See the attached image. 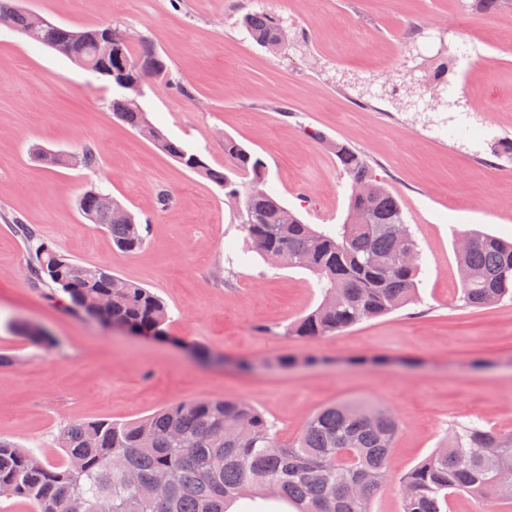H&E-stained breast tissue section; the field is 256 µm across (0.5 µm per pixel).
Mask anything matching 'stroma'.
Wrapping results in <instances>:
<instances>
[{"instance_id":"obj_1","label":"stroma","mask_w":512,"mask_h":512,"mask_svg":"<svg viewBox=\"0 0 512 512\" xmlns=\"http://www.w3.org/2000/svg\"><path fill=\"white\" fill-rule=\"evenodd\" d=\"M22 9L74 29L112 23L148 40L170 66L139 104L166 136L229 166L232 138L266 164L267 191L320 228L343 223L351 182L329 142L360 153L402 202L420 251L418 300L343 332L303 342L285 326L321 300L316 278L275 268L248 243L237 206L112 114L111 83L0 28V437L49 460L72 417L130 422L191 399L241 398L291 442L320 408L369 401L403 430L390 468L425 459L457 421L512 432V302L457 305L456 246L475 229L512 238V10L473 0H19ZM253 11L275 17L288 39L255 43L241 26ZM481 54L464 61L466 49ZM447 65L452 112L403 107L432 97ZM421 80L417 88L407 73ZM92 147L93 169H49L32 154ZM109 192L147 226L139 251L117 250L78 208L91 188ZM173 202L159 208L157 194ZM71 258L108 266L167 303L170 341L130 336L66 311L24 276L14 221ZM28 322L52 344L20 334ZM252 362L249 373L198 361ZM299 357L288 369L279 356Z\"/></svg>"}]
</instances>
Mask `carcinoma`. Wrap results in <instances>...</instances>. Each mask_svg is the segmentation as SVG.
I'll return each mask as SVG.
<instances>
[{"instance_id":"1","label":"carcinoma","mask_w":512,"mask_h":512,"mask_svg":"<svg viewBox=\"0 0 512 512\" xmlns=\"http://www.w3.org/2000/svg\"><path fill=\"white\" fill-rule=\"evenodd\" d=\"M0 13L10 14L14 29L27 36V13L16 0H0ZM243 24L260 46L282 44L281 25L269 14L248 13ZM102 29L100 24L73 30L51 22L32 42L74 62L78 56H94ZM112 43L121 48L120 56L103 62L112 73L125 68L148 83L160 68L169 73L151 44H133L118 27L112 28ZM112 112L184 168L224 189L225 197L238 204V223L258 256L270 263L276 254V266L305 269L317 277L321 302L288 324L283 335L313 340L415 302L419 250L402 203L348 145L331 144L336 163L352 183L372 192L366 199L350 195L344 222L318 229L272 194H252L253 188L264 187L266 166L235 140L224 139V154L238 181L168 138L124 98L112 99ZM33 155L46 165L67 164V157L46 148L33 149ZM104 200L102 190L90 189L78 206L84 217L107 228L120 251L137 252L146 226L132 215L124 224L112 222ZM13 228L27 248L31 283L62 293L71 310L90 318L171 340L168 306L158 294L105 266L58 252L28 224L17 221ZM395 229L406 232L416 253L413 261L395 258ZM466 236L475 244L458 261L457 302L478 309L512 299V242L487 233ZM108 293L110 305L98 307ZM400 431L393 413L369 402H338L319 410L287 445L280 443L273 421L239 398L182 401L132 422L74 417L54 440L64 452L61 463L0 438V499L24 498L35 512H71L76 501L83 512H233L246 497L251 505L245 512H265L256 504L258 497L291 504L297 512H373L374 499L392 481L400 490L403 512H446L448 497L457 492L486 498L492 488L493 498L512 499V481H498L512 474V433L459 422L441 447L393 479L390 457Z\"/></svg>"}]
</instances>
